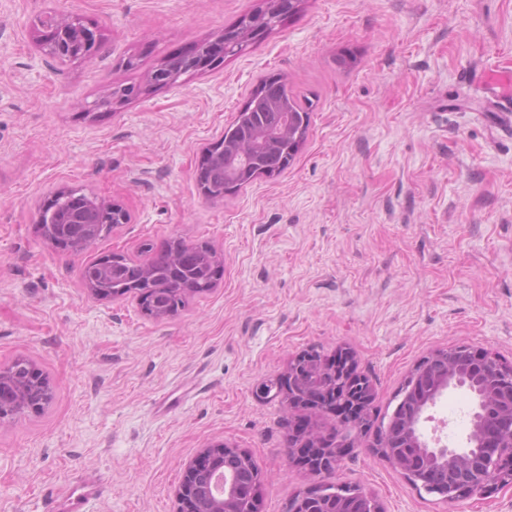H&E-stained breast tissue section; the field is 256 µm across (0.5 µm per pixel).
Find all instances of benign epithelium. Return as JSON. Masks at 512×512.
<instances>
[{"mask_svg":"<svg viewBox=\"0 0 512 512\" xmlns=\"http://www.w3.org/2000/svg\"><path fill=\"white\" fill-rule=\"evenodd\" d=\"M40 45L45 53L66 58L92 55L101 43L100 30L78 17H49L38 21ZM104 206L107 223L123 224L126 214L119 205L91 197ZM77 231L88 233L90 225L84 213L74 208L56 229L52 242L69 246ZM316 359L308 353L297 355L288 368V381H280L273 394L286 393L288 404L314 409L333 402L348 430L332 447L325 449L319 462L308 465L337 466L346 450L345 437L363 429L371 417L372 390L362 387L354 394L339 395L342 384L355 385L348 377L353 367L346 357L345 367H333L332 382L313 396L303 391L306 374L314 371ZM408 391L389 416L388 424L375 445L376 453L397 469L411 486L453 503L465 496L482 494L494 483L512 482V367L499 364L467 345L437 350L422 360L407 380ZM465 387L475 397L472 427L462 448L432 446L425 438L427 411L434 407L445 391ZM49 387L32 375L21 386L15 364L0 366V420L18 413L28 405L37 408L48 401ZM238 457L261 478L257 461L247 452L226 443L202 449L188 464L176 489L177 512H259L250 487L244 484L238 469L218 466L219 456ZM288 512H381L375 498L365 491L343 485L321 491L311 489L288 504Z\"/></svg>","mask_w":512,"mask_h":512,"instance_id":"1","label":"benign epithelium"}]
</instances>
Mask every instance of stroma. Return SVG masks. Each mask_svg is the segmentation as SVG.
Listing matches in <instances>:
<instances>
[{
	"label": "stroma",
	"instance_id": "obj_1",
	"mask_svg": "<svg viewBox=\"0 0 512 512\" xmlns=\"http://www.w3.org/2000/svg\"><path fill=\"white\" fill-rule=\"evenodd\" d=\"M262 3L0 0V365L26 357L51 388L0 421V512H48L89 473L106 483L90 512H176L188 463L222 442L258 461L260 512L324 482L360 486L382 512H512V483L451 505L415 490L376 454L374 427L314 475L288 459L292 426L327 433L336 415L257 391L300 353L348 352L381 418L435 350L465 343L512 364V103L482 79L512 67V0H301L220 66L148 88L169 55ZM50 13L97 24L100 47L42 52ZM276 73L312 104L299 152L279 176L208 199L206 148ZM118 83L143 92L96 108ZM66 187L121 204L128 222L84 252L53 245L39 214ZM174 240L222 260L177 315L86 288L91 262L142 263ZM472 405L448 390L428 436L442 423L462 446Z\"/></svg>",
	"mask_w": 512,
	"mask_h": 512
}]
</instances>
